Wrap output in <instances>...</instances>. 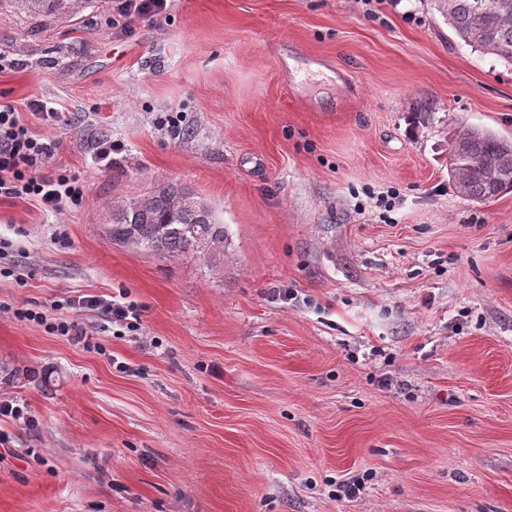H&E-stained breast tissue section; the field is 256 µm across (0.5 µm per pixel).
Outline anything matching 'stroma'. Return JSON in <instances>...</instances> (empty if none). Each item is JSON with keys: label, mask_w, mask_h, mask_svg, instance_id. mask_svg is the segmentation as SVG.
<instances>
[{"label": "stroma", "mask_w": 512, "mask_h": 512, "mask_svg": "<svg viewBox=\"0 0 512 512\" xmlns=\"http://www.w3.org/2000/svg\"><path fill=\"white\" fill-rule=\"evenodd\" d=\"M111 20L0 5V103L86 181L59 214L0 199V301L123 291L142 321L60 310L85 341L0 313V400L35 420L0 416V512H512V192L448 183L455 128L512 135V67L431 0ZM158 180L214 207L222 268L107 239Z\"/></svg>", "instance_id": "obj_1"}]
</instances>
